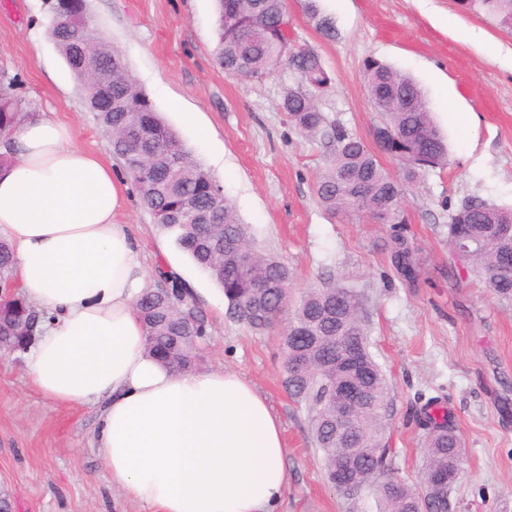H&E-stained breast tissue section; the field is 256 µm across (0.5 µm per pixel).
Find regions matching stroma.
Masks as SVG:
<instances>
[{"label": "stroma", "mask_w": 512, "mask_h": 512, "mask_svg": "<svg viewBox=\"0 0 512 512\" xmlns=\"http://www.w3.org/2000/svg\"><path fill=\"white\" fill-rule=\"evenodd\" d=\"M310 2L333 19L335 38L317 30ZM54 3L0 0V67L17 80L24 111L68 125L77 145L122 170L48 37ZM88 8L257 245L288 266L290 301L331 279L363 294L369 351L390 389L384 442L394 476L419 485L426 432L417 413L434 398L465 451L448 512H512V301L483 288L448 243L449 216L464 199L512 209V30L458 0H286L293 46L317 53L333 79L318 100L329 121L373 145L383 114L362 65L375 57L421 86L446 140L447 165L404 188V234L420 266L408 282L390 261V224L329 214L314 196L327 153L281 109L296 73L283 66L251 80L219 67L215 0H88ZM471 31L481 40L470 41ZM117 220L131 225L147 265L165 253L180 266L210 324L202 369L239 371L279 416L288 470L279 512H379L371 489L347 497L329 485L311 413L284 387L280 328L257 333L232 319L220 287L155 224L136 188ZM97 417L94 406L39 393L25 351H0V512H144L108 481Z\"/></svg>", "instance_id": "35a3bbf8"}]
</instances>
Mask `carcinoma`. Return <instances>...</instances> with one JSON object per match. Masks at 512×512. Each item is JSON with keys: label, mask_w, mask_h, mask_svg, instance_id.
<instances>
[{"label": "carcinoma", "mask_w": 512, "mask_h": 512, "mask_svg": "<svg viewBox=\"0 0 512 512\" xmlns=\"http://www.w3.org/2000/svg\"><path fill=\"white\" fill-rule=\"evenodd\" d=\"M471 12H483L512 28V0H459ZM285 0H218L217 63L224 72L262 78L287 64L300 75L281 108L293 127L308 137L322 136L328 148L325 171L314 184L322 206L332 213L372 218L390 210L394 223H405L402 184L383 168L378 154L403 166L412 184L428 169L447 161V149L431 118L422 90L407 76L376 58L363 63V76L385 119L373 135H382L378 152L320 110L317 97L332 77L312 50L296 49L291 57L288 28L282 27ZM50 40L69 65L87 109L96 114L112 154L123 162L142 206L155 223L177 233L176 241L224 293L230 313L256 330L278 324L282 329L284 384L289 395L312 412L311 437L322 451L331 486L347 482L351 489L374 491L381 512H419L421 496L404 482L383 477L387 448L383 444L389 387L368 349L363 295L336 281L308 291L288 310V291L263 288L288 281L281 261L261 252L247 225L224 198L211 172L195 160L164 121L147 93L130 77L123 56L94 33L87 0H56L48 28ZM15 81L0 68V138L8 140L25 119ZM460 237L479 245L464 256L465 265L492 294L512 299V211L472 197L449 216L448 241ZM388 247L393 267L405 277L414 273L415 253L394 234ZM13 260L0 239V280L11 278ZM186 283L159 272L157 285L138 302L149 353L176 371L199 368L208 321L185 297ZM40 313L15 293L0 302V349L25 350L33 342ZM354 384L364 392L353 424L341 427L340 390ZM427 464L421 485L428 512H448V488L462 465L463 445L447 413L423 405Z\"/></svg>", "instance_id": "carcinoma-1"}]
</instances>
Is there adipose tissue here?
<instances>
[{"label":"adipose tissue","mask_w":512,"mask_h":512,"mask_svg":"<svg viewBox=\"0 0 512 512\" xmlns=\"http://www.w3.org/2000/svg\"><path fill=\"white\" fill-rule=\"evenodd\" d=\"M0 173V234L23 297L45 318L27 367L43 396L99 409L109 481L149 512H276L288 488L282 423L230 369L178 374L145 350L147 267L116 221L124 183L69 128L31 116Z\"/></svg>","instance_id":"ef3b65f1"}]
</instances>
